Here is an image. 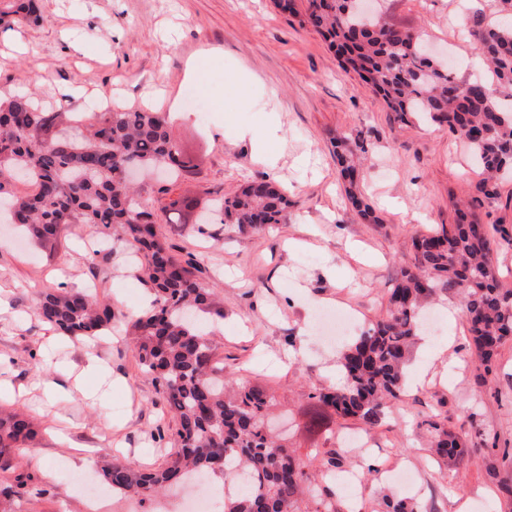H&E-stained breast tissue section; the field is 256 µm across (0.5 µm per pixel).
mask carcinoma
Here are the masks:
<instances>
[{
  "instance_id": "1",
  "label": "carcinoma",
  "mask_w": 512,
  "mask_h": 512,
  "mask_svg": "<svg viewBox=\"0 0 512 512\" xmlns=\"http://www.w3.org/2000/svg\"><path fill=\"white\" fill-rule=\"evenodd\" d=\"M301 23L313 27L401 122L420 115L448 128L467 146L480 174L475 191L487 200L498 196L499 182L512 177V0H498L503 17L486 24L476 15L471 35L492 70V81H459L448 66L432 58L421 37L350 9V0H306ZM36 21L35 0H8L0 20ZM65 113L38 107L27 93L0 100V177L19 172L35 186L9 195L12 223L53 247L68 224L121 229L143 261L139 278L154 294L144 314L130 321L136 360L152 377L174 423L175 451L152 471L118 461L103 470L114 491L142 497L161 494L195 475L245 474L243 487L224 495V512H336L335 489L320 487L310 468L283 439L264 429L272 397L259 386L224 379L213 334L197 323L198 313L224 317L215 307L214 289L193 257L170 251L153 214L123 178L133 165L142 171L161 165L192 168L180 157L164 112L117 109L102 112L88 136L76 141L56 133ZM367 147L338 136L335 157L346 199L366 223H380L374 207L358 189V169ZM292 202L274 181L256 178L218 201L222 223L240 233L288 220ZM493 242L485 224L469 208L456 223L412 240L411 263L390 289L385 312L342 349L338 365L343 387H325L311 398L316 412L306 427L318 431L323 415L380 425L405 391L404 366L410 347L424 328L423 307L438 292H453L467 325L477 369L488 374L512 341V289L502 285L492 261ZM39 320L60 335L96 337L112 322V308L92 293L60 287L42 289L35 308ZM430 451L448 462L478 448L465 426L450 429L436 417L424 421ZM33 438L30 421L0 411V494L10 482L24 483L11 453ZM414 499L388 496L383 512H418Z\"/></svg>"
}]
</instances>
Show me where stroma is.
<instances>
[{
    "instance_id": "obj_1",
    "label": "stroma",
    "mask_w": 512,
    "mask_h": 512,
    "mask_svg": "<svg viewBox=\"0 0 512 512\" xmlns=\"http://www.w3.org/2000/svg\"><path fill=\"white\" fill-rule=\"evenodd\" d=\"M37 7L41 22H0V93L28 91L47 110L66 109L77 138L97 120L104 98L120 109L167 113L171 139L194 163L170 185L189 206L169 217L150 176L139 192L176 254L194 255L206 270L224 309L216 341L225 376L272 395L271 413L287 421L288 444L301 456L323 462L335 451L341 466L357 474L360 488L343 490L339 512H379L386 494L416 498L421 512H458L462 503L467 512H512L499 486L512 471V344L487 382L478 381L466 325L449 316L457 300L447 293L427 302L438 326L418 337L405 393L380 426L368 431L349 420L317 434L306 428L310 393L332 385L328 368L340 350L385 311L389 289L411 260L412 237L455 223L463 203L480 223L512 227V180L501 183L497 199L477 198V170L445 127L399 123L318 33L273 0H37ZM478 8L487 22L498 21L494 0H381L379 18L448 51L458 78L485 80L488 72L472 66L477 51L461 25ZM205 47L214 51L201 62L207 80L185 82L187 61ZM243 66L253 78L240 101L225 103L224 80ZM163 90L195 93L202 105L170 113L158 100ZM272 121L280 137L269 144L276 159L269 168L254 161L238 131ZM339 134L361 136L369 147L358 186L380 223H363L346 200L333 156ZM265 175L297 202L286 223L247 234L216 217L197 226L214 199ZM130 251L117 228L103 235L71 224L50 250L22 228L0 223V378L14 390L0 407L24 411L36 430L29 447L15 452L30 479L0 499V512H87L88 501L68 480L77 471L71 444L89 449L92 463L79 471L94 482L114 459L155 469L173 451L171 437L158 430L166 408L128 344L129 323L147 291ZM45 285L85 287L111 306L98 356L117 386L86 372L81 340L57 336L36 317ZM327 311L353 317L356 332L340 342L327 338L319 329ZM46 374L59 386L51 397L38 388ZM76 378L102 411L70 392ZM434 414L452 428L474 426L487 447L451 466L437 464L423 425ZM58 422L68 444L52 432ZM363 433L374 443L371 452L340 447L342 436ZM46 464L52 477L42 471Z\"/></svg>"
}]
</instances>
